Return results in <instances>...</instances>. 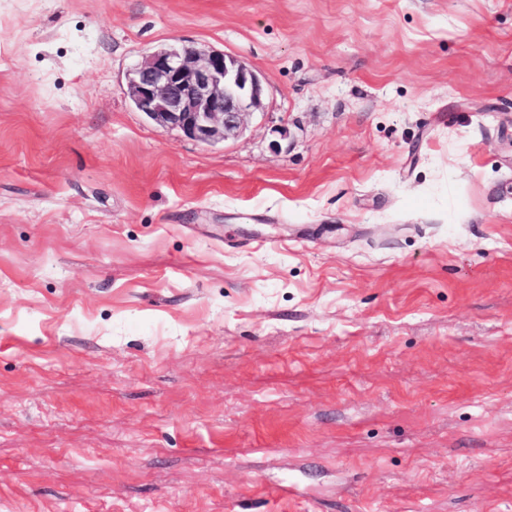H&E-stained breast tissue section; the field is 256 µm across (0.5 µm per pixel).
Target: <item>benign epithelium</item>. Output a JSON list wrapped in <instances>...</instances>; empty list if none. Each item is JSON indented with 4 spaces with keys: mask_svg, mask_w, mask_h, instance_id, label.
<instances>
[{
    "mask_svg": "<svg viewBox=\"0 0 512 512\" xmlns=\"http://www.w3.org/2000/svg\"><path fill=\"white\" fill-rule=\"evenodd\" d=\"M262 91L242 61L184 45L154 52L130 70L128 81L131 101L149 120L207 144L237 137Z\"/></svg>",
    "mask_w": 512,
    "mask_h": 512,
    "instance_id": "obj_1",
    "label": "benign epithelium"
}]
</instances>
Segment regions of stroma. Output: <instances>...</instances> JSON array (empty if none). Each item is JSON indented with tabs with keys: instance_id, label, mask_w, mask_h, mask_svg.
Returning <instances> with one entry per match:
<instances>
[{
	"instance_id": "35a3bbf8",
	"label": "stroma",
	"mask_w": 512,
	"mask_h": 512,
	"mask_svg": "<svg viewBox=\"0 0 512 512\" xmlns=\"http://www.w3.org/2000/svg\"><path fill=\"white\" fill-rule=\"evenodd\" d=\"M0 512H512V0H0ZM262 91L242 61L184 45L154 52L130 70L128 81L131 101L149 120L207 144L237 137Z\"/></svg>"
}]
</instances>
